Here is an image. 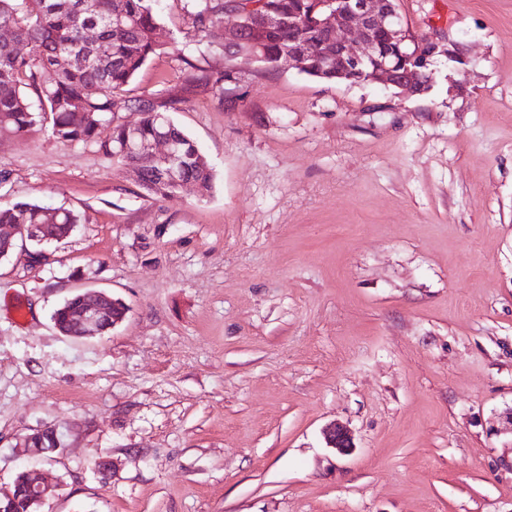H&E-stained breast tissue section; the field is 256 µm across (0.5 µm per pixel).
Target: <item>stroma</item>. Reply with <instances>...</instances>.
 <instances>
[{
    "label": "stroma",
    "mask_w": 512,
    "mask_h": 512,
    "mask_svg": "<svg viewBox=\"0 0 512 512\" xmlns=\"http://www.w3.org/2000/svg\"><path fill=\"white\" fill-rule=\"evenodd\" d=\"M396 4L463 62L420 95L251 66L171 114L205 194L0 133V204L84 217L46 264L0 261L1 485L41 472L40 512H512V0ZM182 6L129 96H180ZM85 291L126 316L63 336ZM55 423L66 448L27 455Z\"/></svg>",
    "instance_id": "1"
}]
</instances>
